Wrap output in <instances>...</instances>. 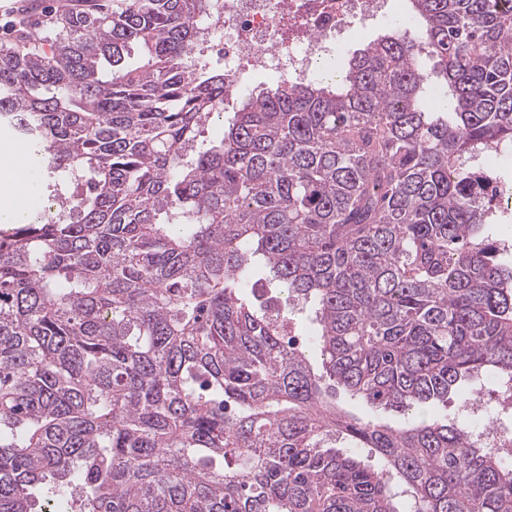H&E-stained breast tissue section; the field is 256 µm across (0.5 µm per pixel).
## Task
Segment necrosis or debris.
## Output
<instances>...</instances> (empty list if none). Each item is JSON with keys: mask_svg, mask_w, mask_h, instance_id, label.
Returning a JSON list of instances; mask_svg holds the SVG:
<instances>
[{"mask_svg": "<svg viewBox=\"0 0 512 512\" xmlns=\"http://www.w3.org/2000/svg\"><path fill=\"white\" fill-rule=\"evenodd\" d=\"M388 5L389 0H221L216 19L202 27L207 42L223 43L231 81L248 70L309 79L338 36L366 26ZM459 415L475 423L478 447L512 464V436L502 433L486 398L465 400Z\"/></svg>", "mask_w": 512, "mask_h": 512, "instance_id": "obj_1", "label": "necrosis or debris"}]
</instances>
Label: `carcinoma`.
<instances>
[{
    "mask_svg": "<svg viewBox=\"0 0 512 512\" xmlns=\"http://www.w3.org/2000/svg\"><path fill=\"white\" fill-rule=\"evenodd\" d=\"M407 8L419 40L395 27L227 114L214 0L0 43V126L56 194L84 186L0 230V512H512V469L426 415L512 378L476 175L512 147V0ZM336 409L346 412L355 417L372 420L375 422L397 425L402 422V418L395 416L393 412L372 410L368 405L351 400L342 390L336 389Z\"/></svg>",
    "mask_w": 512,
    "mask_h": 512,
    "instance_id": "cac0c4a2",
    "label": "carcinoma"
}]
</instances>
